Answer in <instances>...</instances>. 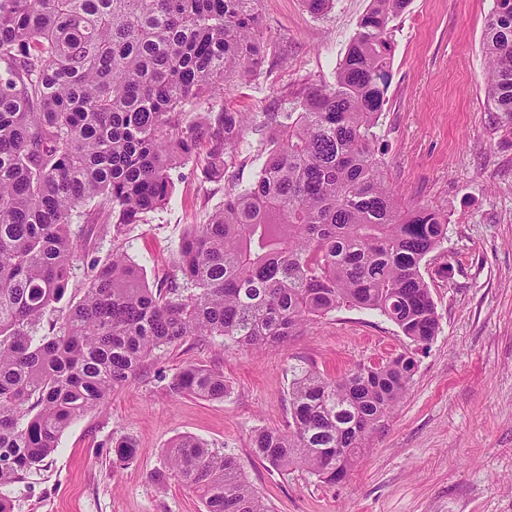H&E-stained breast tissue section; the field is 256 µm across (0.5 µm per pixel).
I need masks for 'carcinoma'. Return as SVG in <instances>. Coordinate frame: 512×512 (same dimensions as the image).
<instances>
[{
	"mask_svg": "<svg viewBox=\"0 0 512 512\" xmlns=\"http://www.w3.org/2000/svg\"><path fill=\"white\" fill-rule=\"evenodd\" d=\"M259 0H0V488L37 467L74 420L106 403L154 351L192 338L262 349L342 306L377 311L418 345L438 316L421 273L448 216L403 205L375 149L392 79L394 22L409 0H370L334 81L279 116L254 182L194 224L152 287L121 247L66 298L76 224H142L172 195L171 171L206 147L226 169L248 130L228 106L184 123L182 107L263 60ZM485 81L512 124V0L485 21ZM49 329H44V324ZM403 352L331 379L294 370L288 428L259 429L255 456L343 481L407 391ZM174 397L221 399L224 373L190 365ZM170 475L205 512H269L238 459L182 436Z\"/></svg>",
	"mask_w": 512,
	"mask_h": 512,
	"instance_id": "cac0c4a2",
	"label": "carcinoma"
}]
</instances>
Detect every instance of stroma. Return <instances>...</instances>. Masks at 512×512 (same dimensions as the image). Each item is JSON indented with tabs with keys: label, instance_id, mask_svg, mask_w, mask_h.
Here are the masks:
<instances>
[{
	"label": "stroma",
	"instance_id": "stroma-1",
	"mask_svg": "<svg viewBox=\"0 0 512 512\" xmlns=\"http://www.w3.org/2000/svg\"><path fill=\"white\" fill-rule=\"evenodd\" d=\"M369 0H334L315 15L304 0H260L263 64L247 84L186 105L200 120L229 106L253 115L224 177L184 160L173 195L146 223L115 232L82 227L86 240L69 290L82 294L91 262L120 240L149 284L171 270L191 225L224 204L228 182L245 186L261 167L258 126L288 111L305 87L332 82ZM494 0H411L393 32V77L377 148L404 202L447 213L448 238L421 272L439 329L415 348L380 313L341 307L279 346L224 349L191 340L154 351L105 407L85 413L39 467L0 489L12 512H203L197 493L168 476L166 450L191 435L236 456L272 512H512V124L492 109L484 80L483 34ZM411 350V384L372 433L347 478L324 484L303 469L285 473L255 458L260 428L285 427L294 368L328 377ZM189 364L223 372L224 398L172 397V376ZM135 446L113 461L117 440ZM165 481H158V474Z\"/></svg>",
	"mask_w": 512,
	"mask_h": 512
}]
</instances>
